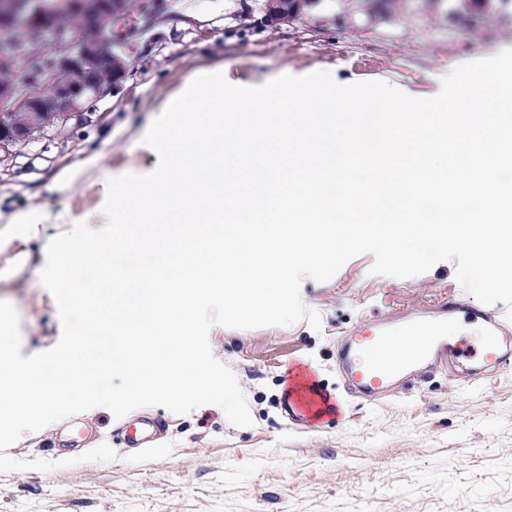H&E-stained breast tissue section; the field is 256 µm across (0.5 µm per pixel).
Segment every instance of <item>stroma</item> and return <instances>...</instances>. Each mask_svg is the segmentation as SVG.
Instances as JSON below:
<instances>
[{
    "mask_svg": "<svg viewBox=\"0 0 512 512\" xmlns=\"http://www.w3.org/2000/svg\"><path fill=\"white\" fill-rule=\"evenodd\" d=\"M136 30L123 87L20 145L0 169V301L19 320L21 354L53 348L62 326L40 274L49 241L86 222L102 228L99 174L144 175L158 156L144 142L157 111L200 69L224 68L243 86L282 75L331 73L335 82L393 83L435 95L457 65L512 48V0L452 16L446 0H407L387 17L356 5L295 24L265 20L264 0H161ZM38 220L28 232L18 216ZM373 255L329 281L303 278L301 300L321 315L250 330L213 326V356L234 373L253 423L233 425L219 406L178 415L162 406L115 418L105 407L55 421L9 448L16 460L73 459L70 467L0 472V512H512V363L477 379L444 363L374 399L350 389L336 352L352 330L423 320L468 294L456 264L395 279L370 275ZM306 370L343 404L298 423L283 408L291 376ZM159 418L153 451L126 447L128 420ZM108 444L114 460L82 461Z\"/></svg>",
    "mask_w": 512,
    "mask_h": 512,
    "instance_id": "35a3bbf8",
    "label": "stroma"
}]
</instances>
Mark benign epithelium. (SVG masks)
Wrapping results in <instances>:
<instances>
[{"label":"benign epithelium","instance_id":"obj_1","mask_svg":"<svg viewBox=\"0 0 512 512\" xmlns=\"http://www.w3.org/2000/svg\"><path fill=\"white\" fill-rule=\"evenodd\" d=\"M267 22L305 19L328 8L327 0H265ZM360 3L371 17L398 10L406 0H334ZM135 0H0V30L12 35L0 53V162L14 148L45 130L62 126L78 112L119 89L134 46ZM42 31L50 46L35 51ZM41 60L36 80L13 76L21 58Z\"/></svg>","mask_w":512,"mask_h":512}]
</instances>
